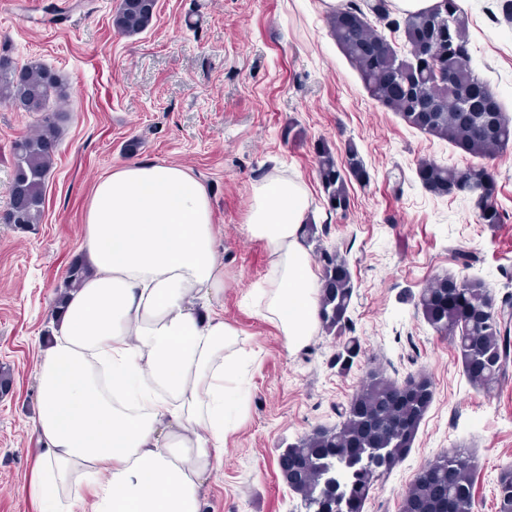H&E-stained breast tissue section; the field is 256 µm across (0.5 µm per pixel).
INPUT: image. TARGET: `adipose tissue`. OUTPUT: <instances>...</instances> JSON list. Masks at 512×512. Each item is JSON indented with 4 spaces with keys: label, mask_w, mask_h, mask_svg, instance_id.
Returning <instances> with one entry per match:
<instances>
[{
    "label": "adipose tissue",
    "mask_w": 512,
    "mask_h": 512,
    "mask_svg": "<svg viewBox=\"0 0 512 512\" xmlns=\"http://www.w3.org/2000/svg\"><path fill=\"white\" fill-rule=\"evenodd\" d=\"M308 208L300 181L269 176L253 183L244 224L270 256L256 313L292 351L319 324ZM83 224L88 275L37 364L28 493L40 512H201L248 358L217 304L208 193L181 166L130 162L99 177Z\"/></svg>",
    "instance_id": "1"
}]
</instances>
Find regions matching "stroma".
Masks as SVG:
<instances>
[{
	"label": "stroma",
	"instance_id": "obj_1",
	"mask_svg": "<svg viewBox=\"0 0 512 512\" xmlns=\"http://www.w3.org/2000/svg\"><path fill=\"white\" fill-rule=\"evenodd\" d=\"M468 16L476 75L512 118V24L496 0H459ZM118 0H0V48L19 63L54 70L63 134L42 223H0V364L13 381L0 395V512H36L26 493L38 446L39 346L51 337L56 292L80 255L83 213L97 179L131 161L189 170L206 188L222 231L224 319L251 360L242 398L227 417L224 463L204 486L202 512H304L278 467L304 434L340 421L369 373L392 381L424 372L434 398L410 453L374 483L362 512H398L422 465L452 448L476 464L477 512H496V481L512 468V372L489 390L467 378L454 345L416 307L430 282L478 278L512 297V147L486 157L504 224L478 220L475 201L438 196L420 183V160L465 165L448 141L410 127L373 99L330 35L323 0H157L143 32L112 26ZM35 114L0 104V214L9 206L11 144ZM301 135L285 139L288 123ZM354 144L368 181H349L351 207L330 211L316 146ZM282 174L309 198L320 245L345 255L355 284L349 308L360 352L335 363L342 343L317 331L288 351L277 326L243 304L263 285L266 248L243 230L253 183ZM475 255L462 266L458 251Z\"/></svg>",
	"mask_w": 512,
	"mask_h": 512
}]
</instances>
